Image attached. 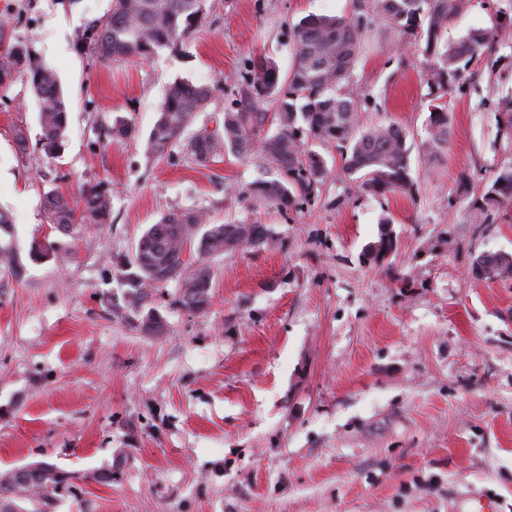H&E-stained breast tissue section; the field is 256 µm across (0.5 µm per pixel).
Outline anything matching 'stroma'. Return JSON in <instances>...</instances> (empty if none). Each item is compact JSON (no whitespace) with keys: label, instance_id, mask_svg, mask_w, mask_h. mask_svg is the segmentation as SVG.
Instances as JSON below:
<instances>
[{"label":"stroma","instance_id":"35a3bbf8","mask_svg":"<svg viewBox=\"0 0 512 512\" xmlns=\"http://www.w3.org/2000/svg\"><path fill=\"white\" fill-rule=\"evenodd\" d=\"M111 7L0 0V42L53 67L69 104L49 160L26 75L0 89V209L13 220L0 245L15 255L0 260V471L47 461L82 476L57 512H453L465 493L512 512V277L475 269L481 255L512 254V213L473 221L493 170L512 164L498 112L512 97V48L483 54L448 95V147L424 165L425 43L373 26L354 71L375 100L360 122L410 129L413 193H361L329 144L317 148L328 166L317 196L279 208L234 193L265 178L256 158L204 167L184 134L155 162L143 143L169 84L210 85L194 125L215 126L248 57L288 73L293 25L351 14L356 0H208L203 27L177 46L102 63L77 35ZM502 13L512 0H471L448 38ZM118 117L135 136L113 144ZM101 182L109 223L68 235L45 224V193L76 199ZM183 209L268 225L276 242L208 256L202 310L182 307L173 282L130 305L122 261ZM386 219L397 249L368 262ZM36 239L56 258L31 253ZM151 315L162 331L143 329ZM105 469L111 483L90 481Z\"/></svg>","mask_w":512,"mask_h":512}]
</instances>
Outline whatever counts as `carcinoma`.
Masks as SVG:
<instances>
[{"mask_svg":"<svg viewBox=\"0 0 512 512\" xmlns=\"http://www.w3.org/2000/svg\"><path fill=\"white\" fill-rule=\"evenodd\" d=\"M469 0H368L352 16L311 15L293 29L295 65L280 76L269 57L244 62L237 84L235 106L224 111L223 131L197 130L188 142L195 161L206 166L222 155L258 156L276 172L235 190L268 205L286 207L300 198H315L326 172L324 157L313 144H336L342 169L368 194L381 196L412 192L407 128L386 122L359 128L358 112L370 96L354 88L353 74L367 33L381 21L400 43L425 40L430 58L427 79L431 104L426 120L424 157L432 161L448 143L451 117L445 95L453 91L469 65L493 42L512 39V15H503L492 31L472 30L459 41L446 37L448 24L464 12ZM207 0H112L108 15L94 21L78 36L80 46L101 62L126 57L148 59L158 50L177 45L201 26ZM25 69L38 107L42 130L41 151L56 157L67 129V103L55 71L32 58L22 44H0V87L8 86L19 69ZM207 84L172 83L159 116L144 145L153 160H162L173 142L193 124L196 114L211 99ZM273 103L268 116L264 105ZM115 142L130 138L131 126L122 119L108 130ZM512 208V165L492 176L474 203L477 221L492 224ZM43 209L50 228L67 233L76 224H105L111 218L112 187L100 182L83 193L74 205L59 192L44 197ZM274 242L265 224H211L199 210L170 213L142 234L125 266L136 305L145 290L171 281L180 286L179 303L201 310L208 303L210 274L200 258L241 246L268 248ZM396 238L390 230L366 248V259L375 264L393 252ZM478 274L494 280L512 275V255L496 253L479 258ZM79 476L49 462H36L0 472V499L10 501V512H54L73 492Z\"/></svg>","mask_w":512,"mask_h":512,"instance_id":"carcinoma-1","label":"carcinoma"}]
</instances>
